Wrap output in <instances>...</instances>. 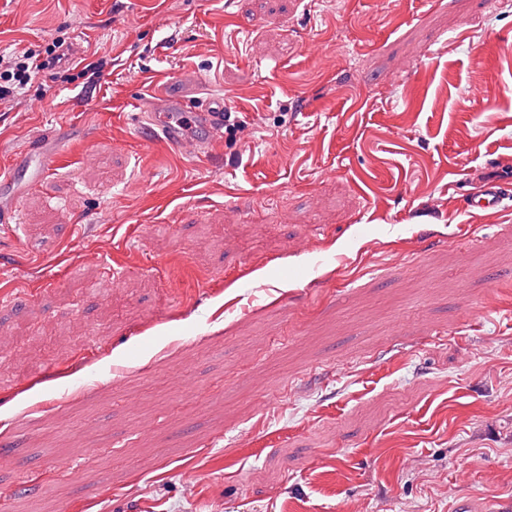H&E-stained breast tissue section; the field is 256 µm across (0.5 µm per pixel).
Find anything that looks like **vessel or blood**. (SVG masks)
Wrapping results in <instances>:
<instances>
[{"mask_svg": "<svg viewBox=\"0 0 512 512\" xmlns=\"http://www.w3.org/2000/svg\"><path fill=\"white\" fill-rule=\"evenodd\" d=\"M156 110L144 128L148 139L161 142L174 150L206 151L224 129L223 106H210L204 111L188 110L185 103L164 94L155 96ZM503 197L497 185L488 184L474 194L469 206L474 210H497Z\"/></svg>", "mask_w": 512, "mask_h": 512, "instance_id": "1", "label": "vessel or blood"}]
</instances>
